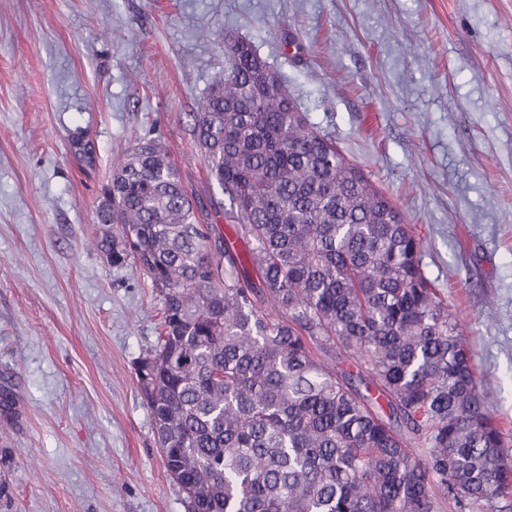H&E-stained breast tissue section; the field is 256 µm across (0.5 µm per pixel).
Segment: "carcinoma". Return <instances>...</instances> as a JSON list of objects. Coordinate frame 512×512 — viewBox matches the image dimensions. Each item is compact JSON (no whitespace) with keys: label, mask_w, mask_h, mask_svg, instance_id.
Listing matches in <instances>:
<instances>
[{"label":"carcinoma","mask_w":512,"mask_h":512,"mask_svg":"<svg viewBox=\"0 0 512 512\" xmlns=\"http://www.w3.org/2000/svg\"><path fill=\"white\" fill-rule=\"evenodd\" d=\"M191 133L246 255L154 139L96 211L98 249L162 297L137 379L187 512H476L512 496L503 432L412 225L251 43H230Z\"/></svg>","instance_id":"carcinoma-1"}]
</instances>
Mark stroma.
Instances as JSON below:
<instances>
[{
    "mask_svg": "<svg viewBox=\"0 0 512 512\" xmlns=\"http://www.w3.org/2000/svg\"><path fill=\"white\" fill-rule=\"evenodd\" d=\"M228 35L414 224L512 457V0H0V512H186L135 371L161 298L92 241L140 139L229 232L190 132Z\"/></svg>",
    "mask_w": 512,
    "mask_h": 512,
    "instance_id": "1",
    "label": "stroma"
}]
</instances>
